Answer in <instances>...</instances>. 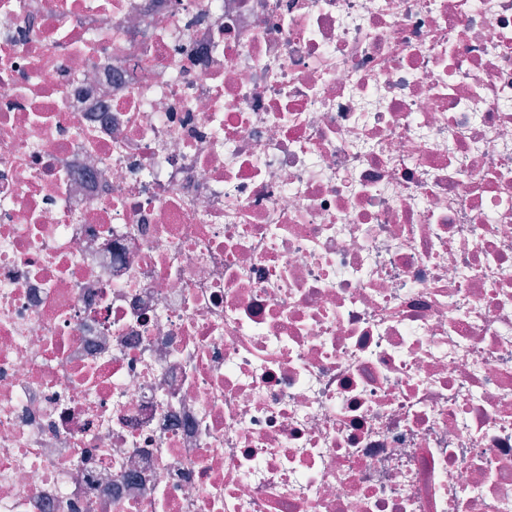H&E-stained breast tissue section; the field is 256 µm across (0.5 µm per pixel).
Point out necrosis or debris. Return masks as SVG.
Listing matches in <instances>:
<instances>
[{"label":"necrosis or debris","mask_w":512,"mask_h":512,"mask_svg":"<svg viewBox=\"0 0 512 512\" xmlns=\"http://www.w3.org/2000/svg\"><path fill=\"white\" fill-rule=\"evenodd\" d=\"M0 512H512V0H0Z\"/></svg>","instance_id":"4bbe7bcc"}]
</instances>
